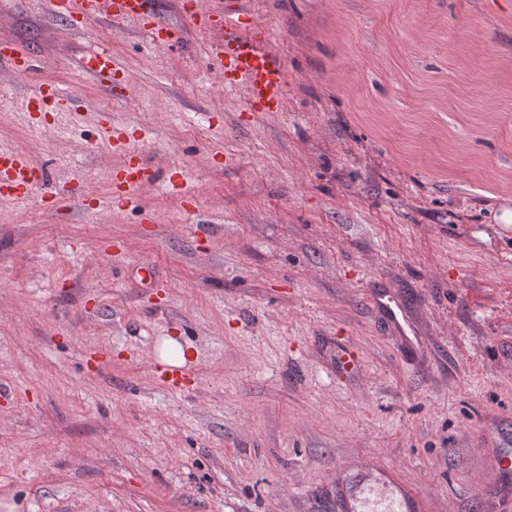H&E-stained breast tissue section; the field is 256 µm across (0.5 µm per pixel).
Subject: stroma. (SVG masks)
Instances as JSON below:
<instances>
[{
  "mask_svg": "<svg viewBox=\"0 0 512 512\" xmlns=\"http://www.w3.org/2000/svg\"><path fill=\"white\" fill-rule=\"evenodd\" d=\"M208 2L267 30L281 111L219 84L180 0H155L169 48L0 0L34 60L0 67V148L57 199H0V512H339L363 460L422 512H487L476 477L512 435V0ZM93 46L126 86L70 69ZM42 83L70 109L23 112ZM111 126L151 176L135 209ZM176 350L182 390L158 372ZM374 307L384 313L393 327L401 336H413L416 338L417 331L414 325L406 316L398 298L388 291L373 294Z\"/></svg>",
  "mask_w": 512,
  "mask_h": 512,
  "instance_id": "35a3bbf8",
  "label": "stroma"
}]
</instances>
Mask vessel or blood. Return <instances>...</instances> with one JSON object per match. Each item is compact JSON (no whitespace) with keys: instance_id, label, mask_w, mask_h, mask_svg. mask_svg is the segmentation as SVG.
Segmentation results:
<instances>
[{"instance_id":"b4317fda","label":"vessel or blood","mask_w":512,"mask_h":512,"mask_svg":"<svg viewBox=\"0 0 512 512\" xmlns=\"http://www.w3.org/2000/svg\"><path fill=\"white\" fill-rule=\"evenodd\" d=\"M43 7L50 14L72 22L78 32L108 21L116 27L135 24L153 47H169L180 38L179 31L153 9L151 0H43ZM188 18L197 30L213 37L209 63L221 84L244 85L251 110L280 111L286 94V68L282 58L266 48L267 37L263 29H243L237 19L207 6L205 0H194ZM0 65L16 75L28 74L33 67L30 55L13 43L0 44ZM70 67L107 88L112 87L117 75L125 71L116 56L99 47L72 59ZM46 103L64 109L70 106L71 96L58 85L42 86L28 100L26 109L33 112ZM39 172L38 163L28 154L1 149L0 198L30 199L38 187ZM149 180L145 168L127 166L117 194L119 202L137 206L138 192ZM373 303L400 335H415L414 325L394 294L388 291L374 294ZM478 480L495 512H512V448L497 449L493 461L479 474Z\"/></svg>"}]
</instances>
